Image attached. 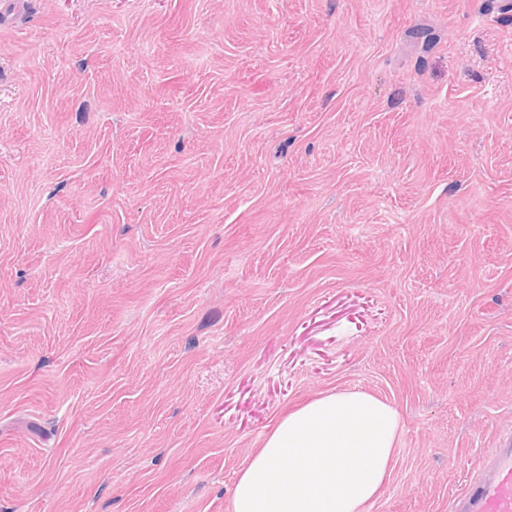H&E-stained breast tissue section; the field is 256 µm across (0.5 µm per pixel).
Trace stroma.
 <instances>
[{
	"label": "stroma",
	"instance_id": "1",
	"mask_svg": "<svg viewBox=\"0 0 512 512\" xmlns=\"http://www.w3.org/2000/svg\"><path fill=\"white\" fill-rule=\"evenodd\" d=\"M344 389L401 414L366 512L512 431V0L0 22V512H230Z\"/></svg>",
	"mask_w": 512,
	"mask_h": 512
}]
</instances>
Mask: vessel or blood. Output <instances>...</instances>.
Masks as SVG:
<instances>
[{
	"label": "vessel or blood",
	"instance_id": "1",
	"mask_svg": "<svg viewBox=\"0 0 512 512\" xmlns=\"http://www.w3.org/2000/svg\"><path fill=\"white\" fill-rule=\"evenodd\" d=\"M455 512H512V434L483 457L473 480L457 497Z\"/></svg>",
	"mask_w": 512,
	"mask_h": 512
}]
</instances>
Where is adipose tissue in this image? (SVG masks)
<instances>
[{"label":"adipose tissue","instance_id":"obj_1","mask_svg":"<svg viewBox=\"0 0 512 512\" xmlns=\"http://www.w3.org/2000/svg\"><path fill=\"white\" fill-rule=\"evenodd\" d=\"M398 411L358 390L327 392L275 421L239 472L231 512H365L388 481Z\"/></svg>","mask_w":512,"mask_h":512}]
</instances>
